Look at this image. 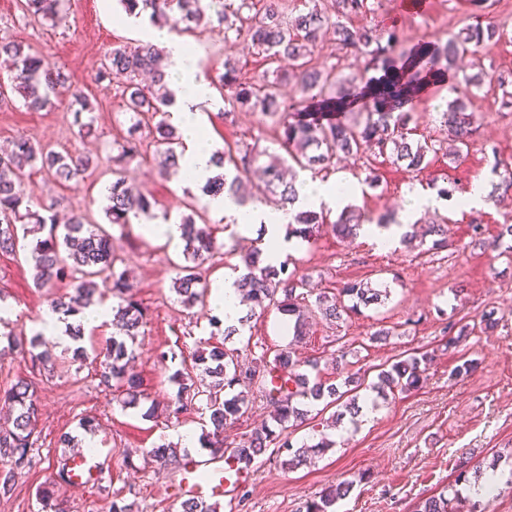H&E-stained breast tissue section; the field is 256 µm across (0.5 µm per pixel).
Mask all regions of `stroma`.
<instances>
[{"label": "stroma", "instance_id": "obj_1", "mask_svg": "<svg viewBox=\"0 0 512 512\" xmlns=\"http://www.w3.org/2000/svg\"><path fill=\"white\" fill-rule=\"evenodd\" d=\"M367 5L368 15L353 18V25L369 21L396 27L407 50L446 41L472 22L469 0H423L417 7L397 0H367ZM122 13L117 0H70L67 19L54 28L31 22L18 0H0V38L57 62L68 84L89 96L96 116L93 132L82 137L66 105L28 110L22 98L10 91V71L0 62V86L6 89L0 99V145L22 135L61 154L100 157L99 167L77 184L61 188L49 174L36 173L26 180L25 193L33 204L52 205L59 218L83 213L105 226L138 299L148 310V323L134 352V370L143 390L137 407L124 405L121 393L102 391L96 365L74 362L69 348L50 340L45 346L56 358L52 371L32 373L29 363L20 359L0 363V387L20 379L33 382L40 407L38 462L19 475L11 497L0 498V512H41L36 491L54 474V461L62 453L59 438L65 433L112 450L102 484L58 487L57 497L68 512H109L116 495L128 499L132 512H179L185 498L178 489L180 474L161 468L141 451L180 442L185 433L200 435L201 414L193 410L176 419L149 418L145 412L152 403L174 398L177 387L170 381L172 373L191 367L196 350L219 340L225 349L238 350L250 359L270 358L288 349L299 360L317 359L325 373L334 372V360L342 354L348 372H362L370 382L380 365L395 358L424 352L432 358L420 388L379 400L376 416L358 427L344 419L338 428L329 429L336 445L325 453L309 456L290 470L282 466L276 450L258 456L248 466L247 478L219 497L222 512H297L302 502L344 479L351 480L353 487L338 501L336 512H413L418 501L453 484L460 467L485 469L495 459L504 467L511 464L512 261L501 256L492 242L501 225L512 224V194L469 210L459 207L456 196L477 178L495 185L498 178L491 172L495 161L512 164V84L503 87L497 81L499 75L512 73V0H491L482 17L483 23L504 29L505 38L489 42L478 53L465 54L456 68L438 77L433 92L419 94L414 101L417 139L446 140L442 112L454 97L452 80L487 72L485 83L470 99L478 121L464 158L453 162L440 154L432 157L426 169L416 171L366 152L360 159L343 160L317 175L321 181L350 182L354 187L351 205L395 219L409 204L407 189L425 195L429 183L448 187L451 197L418 216L423 225L434 215L447 216V246L430 249L414 241L380 250L365 234L345 241L328 229L315 243L302 244L291 254V267L309 280L315 292L371 281L387 284L392 294L384 304L339 322L313 316L307 336L298 342L289 335L285 316L273 307L252 314L238 334L223 337L221 329L210 323L215 316L211 306H185L172 288L177 267L184 262L181 243L148 237L138 223L122 227L108 222L104 209L112 181L111 157L128 134L130 115L121 96L123 77L101 82L97 76L105 55L134 39L118 21ZM233 53L245 76L264 72L282 77L283 99L297 98L294 82L286 78L287 60L254 54L244 36L237 39ZM315 62L358 85L376 74L367 58L339 50L329 40L316 51ZM223 109L218 97L212 108L201 112L213 149L246 144L260 152L264 164L284 155L273 119L244 109L226 119ZM159 161L156 155L134 160L125 176L153 197L156 214H169L177 222L189 213L188 194H200L201 189L185 188L176 175L160 177ZM370 168L379 175L374 188L364 182ZM216 235L225 251L205 266L203 276L210 283L244 273L242 257L257 232L223 222ZM0 293L14 327L33 334L48 306V294L34 286L26 249L0 253ZM489 311L499 325L484 331L478 323ZM465 324L473 330L462 338L458 328ZM391 326L397 329L394 336L373 340L374 332ZM463 358L473 361L474 368L455 374ZM88 415L99 423L89 436L79 426L80 418Z\"/></svg>", "mask_w": 512, "mask_h": 512}]
</instances>
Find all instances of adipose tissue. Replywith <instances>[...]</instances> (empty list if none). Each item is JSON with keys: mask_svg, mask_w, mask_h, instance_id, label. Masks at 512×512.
<instances>
[{"mask_svg": "<svg viewBox=\"0 0 512 512\" xmlns=\"http://www.w3.org/2000/svg\"><path fill=\"white\" fill-rule=\"evenodd\" d=\"M140 37L143 41L164 47L167 53L169 79L178 103L171 119L181 130L186 144L182 161L183 176L190 183L206 182L215 171L213 149L198 116L201 105L211 99L209 84L196 66L189 45L169 33L168 29L149 27L141 32ZM350 195L345 183L307 180L299 188L295 206L299 209H337L346 204ZM207 203L214 213L227 222L245 229L255 226L264 228L265 257L268 262H276L281 253L294 245L293 240L287 239L284 229L291 220V211L272 210L261 205L241 206L226 195L208 198Z\"/></svg>", "mask_w": 512, "mask_h": 512, "instance_id": "ef3b65f1", "label": "adipose tissue"}]
</instances>
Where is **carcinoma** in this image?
Returning a JSON list of instances; mask_svg holds the SVG:
<instances>
[{
    "label": "carcinoma",
    "instance_id": "obj_1",
    "mask_svg": "<svg viewBox=\"0 0 512 512\" xmlns=\"http://www.w3.org/2000/svg\"><path fill=\"white\" fill-rule=\"evenodd\" d=\"M118 2L129 15L147 12L153 22L173 20V30L178 33L192 30L202 17L215 14L218 26L224 27V72L217 74L210 84L216 87L224 100V114L248 107L266 117H280L282 146L300 167L311 171L327 169L341 156L355 159L363 149L373 147L394 163L405 162L414 170L428 167V155L437 153L438 149L414 140L413 128L410 127L413 102L428 74L450 70L460 55L475 53L494 38L503 37L500 29L493 25L483 28L475 24L467 26L464 35L448 39L441 47L399 53L397 31L388 30L383 34L370 25L355 27L349 24L350 17L367 11V0H334V20L314 5L292 23L283 20L280 0H260L261 7L247 17L241 16L240 9L231 8V4L224 3V0ZM67 4L68 0H23L22 9L38 22L55 25L65 19ZM329 29L333 30V41L338 49L368 55L382 71L380 76L367 80L374 85L376 96L362 123L345 117L325 123L315 112L307 120L298 118V113L286 111L279 81L265 75L242 78V68L231 54L229 31L233 30L238 35L246 31L257 54L288 59L301 98L315 91L321 97L322 107L341 111L353 96L351 88L336 80L333 71L319 69L313 64L314 51ZM0 58L9 63L12 88L23 97L28 109L41 111L52 104L51 97L64 92L79 130L91 128L94 106L89 97L66 86L61 71L43 56L24 51L19 43L0 40ZM114 74L126 79V110L131 112L133 123L121 151L112 157V184L108 188L109 204L105 215L110 223L125 226L130 223V217L148 215L153 207L152 196L128 183L123 175L125 164L148 156V144L136 136L137 131L144 126L154 134L153 144L163 156L159 173L164 176L182 168L185 148L182 136L168 122V108L175 103V98L166 79L165 51L139 40L132 45L114 48L102 63L99 78L107 79ZM483 83L484 76L477 73L463 76L458 86L453 88L456 97L448 102L447 111L442 113L453 142L448 151L450 156L457 157L470 146L476 115L469 110L468 99L472 89L480 88ZM333 87L336 88L334 96L330 94ZM215 157L218 167L231 165L235 175L230 180L224 173L209 178L202 187L204 195L228 193L242 206L250 202L278 209L294 206L298 197L296 182L285 181L277 167L268 165L262 168L263 184L251 180L250 172L258 161L254 149L234 150L229 147L223 152H215ZM91 165L89 158L47 151L25 137L14 140L11 150L1 152L0 252L16 251L20 230L25 236L30 233L38 235L30 243L29 250L33 281L36 287L48 290L62 282L69 285L68 292L54 295L51 302V309L65 319L98 304V284L102 283L110 290L112 297L118 300L117 306L112 308V317L120 325V334L99 348L75 347L72 360L83 363L91 359L98 363L99 384L119 390L125 395V403L135 406L141 398V382L130 364L133 345L146 320V310L132 293L126 273L116 269L112 236L89 223L83 215L72 216L62 226L56 224L54 215L50 214L51 208L45 207L41 212L32 209L23 190L26 166L32 170H46L58 183L66 185L83 177ZM326 217L323 210L297 211L288 225V237L309 242L328 225L337 237L349 239L356 236L366 223L390 224L383 217L375 219L348 208L330 225ZM180 225L182 254L187 264L179 267L173 289L182 303L192 306L205 302L208 283L202 280L200 269L220 253L222 244L213 235L204 206H192L191 214L183 217ZM45 230L48 231L47 236L40 237L39 233ZM416 232L423 240L428 236L435 237V247L446 246L448 218L440 217L427 228L416 229ZM492 246L512 258V224L502 225ZM242 262L246 273L236 281V287L243 300L253 309L277 307L288 317L286 327L295 338L307 335L308 280L288 271L287 259L277 265L266 262L264 251L257 245L242 257ZM389 296L390 289L383 284L374 288L367 282H349L335 293H319L314 307L323 318L339 321L343 315L380 304ZM4 338L7 345L0 347L1 360L16 354L30 357L32 366L37 369L53 364L52 354L43 349L42 333L28 337L11 330L4 334ZM430 361L425 353L399 359L388 368L381 369L377 375L378 382L372 384L371 389L380 396L415 389L424 380ZM194 364L203 367V372L214 381L204 386L197 383L191 373L175 371L170 376L178 386L172 413L178 414L196 404L203 406V410L208 412L211 430L201 433L199 441L212 457H224V427L234 423L248 408L249 401L244 396L237 394L227 398L224 395L225 388L242 382L256 388L257 397L270 408L272 424L254 429L236 449V454L252 462L267 448L276 445L290 451V458L284 464L292 465L305 460L311 452L319 453L332 446V441L323 437L314 445L304 444L295 450L288 438L281 437V432L289 425L298 426L306 422L315 403H334L347 395L340 386L323 378L317 360L301 362L293 357L292 351L282 349L270 361L262 355L253 359L251 366L243 368L234 353L217 345L207 352H197ZM0 403L13 410L10 424L0 427V494L5 496L13 490L18 471L32 466L36 458L38 406L31 385L24 380L9 388H0ZM147 455L165 466L183 467L188 453L181 454L172 444L162 443L147 451ZM61 481L71 482L64 456L57 461L55 476L38 489V498L52 512H65L51 503L55 487ZM468 483V471L464 470L458 474L455 486L419 501L414 512H480V503L470 501L457 489L458 485ZM352 486L351 481L340 482L319 499L305 502L298 512H332L336 501L346 496ZM180 508L181 512H218L219 504H208L192 496L181 501Z\"/></svg>",
    "mask_w": 512,
    "mask_h": 512
}]
</instances>
